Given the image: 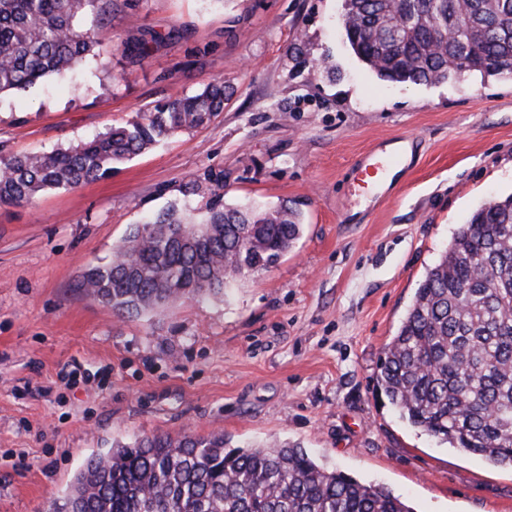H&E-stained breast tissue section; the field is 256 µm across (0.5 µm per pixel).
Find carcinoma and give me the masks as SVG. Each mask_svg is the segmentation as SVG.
<instances>
[{
	"instance_id": "cac0c4a2",
	"label": "carcinoma",
	"mask_w": 512,
	"mask_h": 512,
	"mask_svg": "<svg viewBox=\"0 0 512 512\" xmlns=\"http://www.w3.org/2000/svg\"><path fill=\"white\" fill-rule=\"evenodd\" d=\"M108 0H0V95L78 68L101 43L87 7ZM344 0L353 54L380 79L428 85L505 68L512 76V0ZM146 40L127 46L143 65ZM224 82L156 104L50 154L0 155V203L32 201L112 175L114 165L224 111ZM206 218L171 208L136 226L76 288L128 317L198 296H222L275 265L301 231L297 209L224 206L208 189ZM377 386L401 418L453 448L512 468V195L461 225L419 283L387 344ZM53 512H416L387 488L321 468L297 445L231 448L222 433L143 435L89 458Z\"/></svg>"
}]
</instances>
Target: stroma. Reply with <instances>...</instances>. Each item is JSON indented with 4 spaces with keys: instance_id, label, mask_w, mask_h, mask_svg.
<instances>
[{
    "instance_id": "stroma-1",
    "label": "stroma",
    "mask_w": 512,
    "mask_h": 512,
    "mask_svg": "<svg viewBox=\"0 0 512 512\" xmlns=\"http://www.w3.org/2000/svg\"><path fill=\"white\" fill-rule=\"evenodd\" d=\"M343 0H112L100 58L0 96V151L49 153L223 81L208 124L111 176L0 204V512H51L86 460L156 432L300 444L416 512H512V469L409 426L376 389L426 271L489 198L512 193V78L379 80ZM157 39L143 66L125 47ZM418 136L389 186L355 167ZM296 204L300 238L226 297L128 318L76 284L148 218Z\"/></svg>"
}]
</instances>
